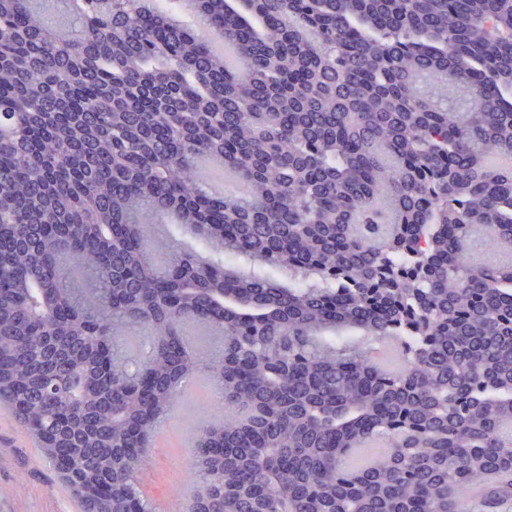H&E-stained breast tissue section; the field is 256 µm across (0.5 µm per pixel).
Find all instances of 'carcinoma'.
<instances>
[{"label": "carcinoma", "instance_id": "1", "mask_svg": "<svg viewBox=\"0 0 512 512\" xmlns=\"http://www.w3.org/2000/svg\"><path fill=\"white\" fill-rule=\"evenodd\" d=\"M146 2L0 0V402L83 512L204 368L193 512H502L512 0Z\"/></svg>", "mask_w": 512, "mask_h": 512}]
</instances>
